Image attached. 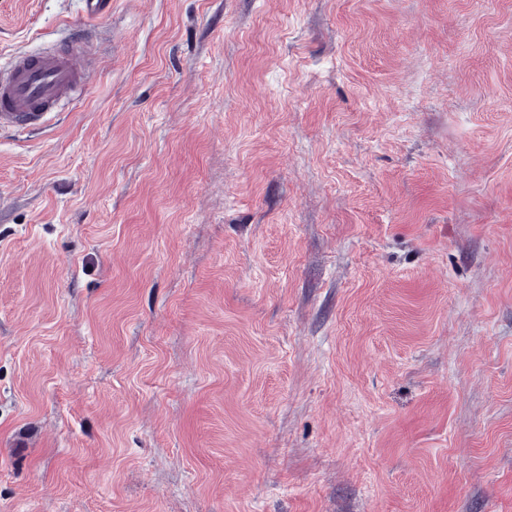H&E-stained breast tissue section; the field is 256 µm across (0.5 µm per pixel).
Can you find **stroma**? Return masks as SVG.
<instances>
[{
    "label": "stroma",
    "mask_w": 512,
    "mask_h": 512,
    "mask_svg": "<svg viewBox=\"0 0 512 512\" xmlns=\"http://www.w3.org/2000/svg\"><path fill=\"white\" fill-rule=\"evenodd\" d=\"M74 39L0 132V512H512V0H0ZM80 14L93 25L104 22L112 12V0H76ZM85 46L72 41L0 61V129H35L57 118L88 81Z\"/></svg>",
    "instance_id": "stroma-1"
}]
</instances>
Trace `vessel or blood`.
Returning <instances> with one entry per match:
<instances>
[{"label":"vessel or blood","instance_id":"1","mask_svg":"<svg viewBox=\"0 0 512 512\" xmlns=\"http://www.w3.org/2000/svg\"><path fill=\"white\" fill-rule=\"evenodd\" d=\"M90 23L104 22L112 0H76ZM84 46L53 44L0 61V129H35L57 118L89 78Z\"/></svg>","mask_w":512,"mask_h":512}]
</instances>
